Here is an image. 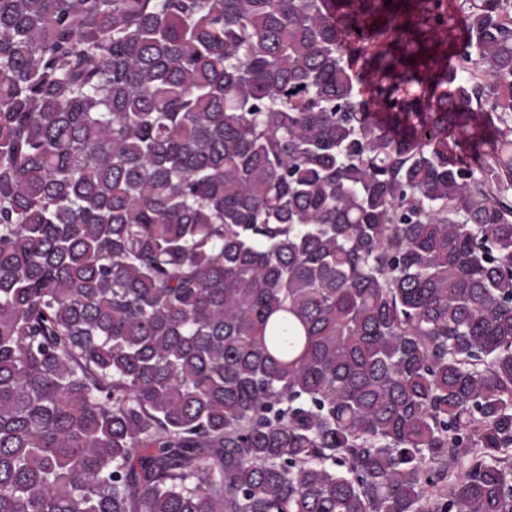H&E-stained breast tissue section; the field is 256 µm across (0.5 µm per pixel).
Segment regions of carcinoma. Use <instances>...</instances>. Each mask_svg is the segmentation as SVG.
I'll return each instance as SVG.
<instances>
[{
  "instance_id": "obj_1",
  "label": "carcinoma",
  "mask_w": 512,
  "mask_h": 512,
  "mask_svg": "<svg viewBox=\"0 0 512 512\" xmlns=\"http://www.w3.org/2000/svg\"><path fill=\"white\" fill-rule=\"evenodd\" d=\"M0 512H512V0H0Z\"/></svg>"
}]
</instances>
